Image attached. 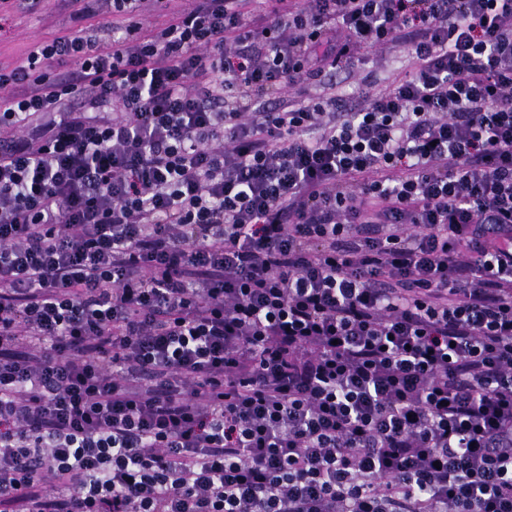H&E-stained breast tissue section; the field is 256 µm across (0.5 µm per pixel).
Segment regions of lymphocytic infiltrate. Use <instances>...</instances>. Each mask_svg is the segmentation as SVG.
Segmentation results:
<instances>
[{"mask_svg":"<svg viewBox=\"0 0 512 512\" xmlns=\"http://www.w3.org/2000/svg\"><path fill=\"white\" fill-rule=\"evenodd\" d=\"M56 2L0 66V512H512V0ZM407 64L406 51L402 48H391L372 54L369 63L361 67L365 72L373 70L378 84L375 88L379 89L400 77Z\"/></svg>","mask_w":512,"mask_h":512,"instance_id":"lymphocytic-infiltrate-1","label":"lymphocytic infiltrate"}]
</instances>
